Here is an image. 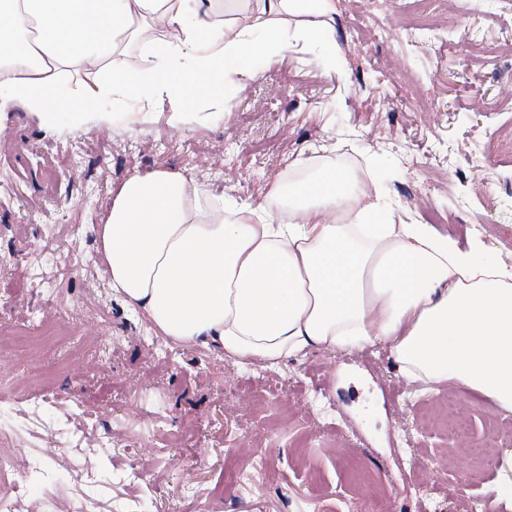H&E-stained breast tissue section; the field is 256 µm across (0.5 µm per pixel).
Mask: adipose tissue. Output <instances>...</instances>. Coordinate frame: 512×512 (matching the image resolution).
I'll use <instances>...</instances> for the list:
<instances>
[{
  "mask_svg": "<svg viewBox=\"0 0 512 512\" xmlns=\"http://www.w3.org/2000/svg\"><path fill=\"white\" fill-rule=\"evenodd\" d=\"M333 13L334 0H0V64L21 71L0 79V110L22 106L48 129L62 112L76 128L108 124L98 77L123 82L118 59L153 24L164 36L138 80L167 96L177 125L209 92L215 60L281 56L291 25L313 46ZM171 56L180 74L163 72ZM74 68L97 77L77 103L58 92ZM381 211L353 169L312 156L255 205L212 197L180 169L133 171L94 231L113 290L177 344L274 363L382 342L408 379L512 412V269L433 225L376 223Z\"/></svg>",
  "mask_w": 512,
  "mask_h": 512,
  "instance_id": "ef3b65f1",
  "label": "adipose tissue"
}]
</instances>
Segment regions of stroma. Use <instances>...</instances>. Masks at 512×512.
I'll list each match as a JSON object with an SVG mask.
<instances>
[{
  "instance_id": "1",
  "label": "stroma",
  "mask_w": 512,
  "mask_h": 512,
  "mask_svg": "<svg viewBox=\"0 0 512 512\" xmlns=\"http://www.w3.org/2000/svg\"><path fill=\"white\" fill-rule=\"evenodd\" d=\"M336 0L322 48L219 86L174 128L168 101L139 85L143 46L122 57L128 87L112 121L49 130L0 112L16 144L0 158V449L22 459L38 512H512V477L481 479L457 448L503 456L512 413L453 385L427 388L389 347L313 348L272 366L176 344L107 283L94 226L132 171L187 169L213 194L258 203L297 160L320 151L364 182L380 162L396 221L434 223L460 247L478 239L512 267V0ZM79 273L62 278L64 258ZM69 327L37 356L14 327ZM466 419L464 434L436 423ZM41 466V482L31 478Z\"/></svg>"
}]
</instances>
